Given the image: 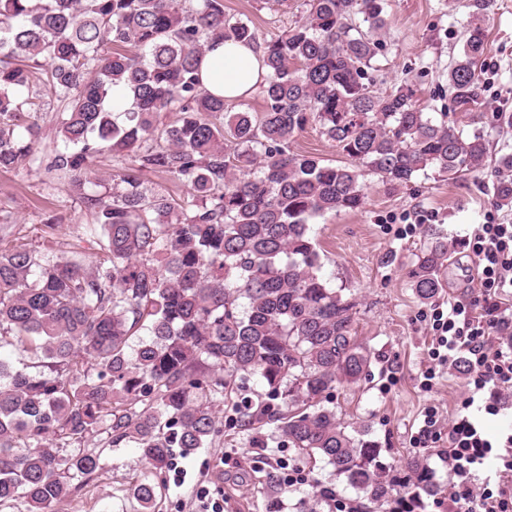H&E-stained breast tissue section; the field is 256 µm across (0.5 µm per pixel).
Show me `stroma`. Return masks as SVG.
Segmentation results:
<instances>
[{"label": "stroma", "instance_id": "stroma-1", "mask_svg": "<svg viewBox=\"0 0 512 512\" xmlns=\"http://www.w3.org/2000/svg\"><path fill=\"white\" fill-rule=\"evenodd\" d=\"M467 0H388V35L375 58L374 88L384 93L402 81H412L425 111L442 118L451 108L452 91L444 72L460 48L468 18ZM304 0L287 5L267 0H224L226 15L249 21L264 37L278 34L304 15ZM488 51L482 71L486 118L481 130L491 153L512 151V129L501 125L498 112L512 111V0H496L486 17ZM498 178L492 161L454 182L419 177L406 187L383 185L366 175L368 197L357 211L328 214L312 226L323 276L333 288L357 302L356 332L379 360L370 381L358 387L337 386L332 396L337 419L351 429L369 430L379 441L382 460L404 470L408 460L420 458L437 470L440 482H449L435 449L414 443L424 408L437 407L443 416L454 415L465 398V375L444 371L432 391H422L419 375L430 364L431 314L439 304L470 296L474 262L464 246L467 235L488 217L512 222V207L497 205ZM425 215V224L406 232L405 216ZM0 215L10 217L17 236L30 246L51 236L75 243L77 228L86 223L88 210L76 199L67 181L53 178L44 168L0 172ZM55 216L56 228L45 217ZM444 230L457 248L447 263L445 286L435 300L423 303L410 287V272L428 229ZM273 427L258 430L236 425L233 411L224 414V435L219 443L191 454H175L176 468L161 478L162 495L156 512H198L196 492L207 487L211 497L224 502V512H298L301 500L319 488L335 490L338 499L353 502L355 492L336 478L323 462L299 459L288 446L270 440ZM89 448L101 455L104 470L65 506L63 512H140L131 493L132 481L145 466L132 445L108 446L95 437ZM300 466L309 484L281 489L276 504H269L260 482L280 459Z\"/></svg>", "mask_w": 512, "mask_h": 512}]
</instances>
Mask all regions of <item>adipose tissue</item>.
Masks as SVG:
<instances>
[{
    "instance_id": "ef3b65f1",
    "label": "adipose tissue",
    "mask_w": 512,
    "mask_h": 512,
    "mask_svg": "<svg viewBox=\"0 0 512 512\" xmlns=\"http://www.w3.org/2000/svg\"><path fill=\"white\" fill-rule=\"evenodd\" d=\"M262 56L253 46L210 42L200 62L202 88L228 100L252 95L266 75Z\"/></svg>"
}]
</instances>
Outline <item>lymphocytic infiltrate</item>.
I'll list each match as a JSON object with an SVG mask.
<instances>
[{"mask_svg": "<svg viewBox=\"0 0 512 512\" xmlns=\"http://www.w3.org/2000/svg\"><path fill=\"white\" fill-rule=\"evenodd\" d=\"M467 247L478 292L435 309L431 364L420 385L431 390L441 370L460 361L468 395L462 412L448 421L426 408L418 436L448 443L438 455L452 480L448 512H512V428L487 425L504 409L502 393L512 389V319L501 306L502 297L512 294V224L478 225Z\"/></svg>", "mask_w": 512, "mask_h": 512, "instance_id": "1", "label": "lymphocytic infiltrate"}]
</instances>
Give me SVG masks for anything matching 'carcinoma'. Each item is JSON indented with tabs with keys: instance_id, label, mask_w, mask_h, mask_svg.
<instances>
[{
	"instance_id": "1",
	"label": "carcinoma",
	"mask_w": 512,
	"mask_h": 512,
	"mask_svg": "<svg viewBox=\"0 0 512 512\" xmlns=\"http://www.w3.org/2000/svg\"><path fill=\"white\" fill-rule=\"evenodd\" d=\"M494 3L470 0L446 71L454 120L438 122L411 83L370 86L386 0H305V19L270 39L226 16L224 0H0V171L42 163L29 114L45 91L61 135L47 172L86 204L78 235L95 249L90 262L52 238L37 250L0 225V349L34 359L28 369L0 358V510L69 503L103 470L85 443L105 433L140 450L147 475L131 490L152 512L160 485L149 475L175 449L221 437L227 402L242 426L273 423L299 458L331 466L367 509L423 512L446 494L418 459L391 473L379 441L328 406L336 385L367 379L375 355L356 336V301L321 273L311 225L362 208L367 172L406 187L430 173L456 181L485 161L476 125ZM213 38L262 50L263 111L233 112L201 88ZM116 87L130 98L121 112ZM312 123L346 164L291 151ZM105 153L132 166L112 175V192L86 194ZM496 168V203L512 206V152ZM145 172L185 182L189 197L147 192ZM454 250L430 234L410 274L419 300L438 296ZM246 375L264 390L239 405ZM65 445L74 453L62 458ZM398 483L412 489L406 502L392 499Z\"/></svg>"
}]
</instances>
